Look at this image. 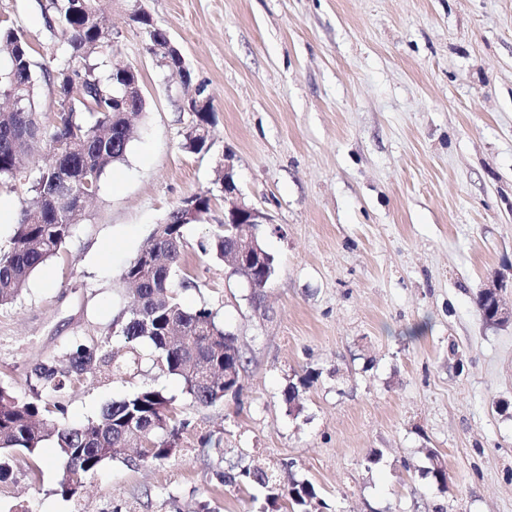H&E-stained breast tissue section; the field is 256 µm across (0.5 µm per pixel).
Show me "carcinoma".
Listing matches in <instances>:
<instances>
[{"label":"carcinoma","mask_w":512,"mask_h":512,"mask_svg":"<svg viewBox=\"0 0 512 512\" xmlns=\"http://www.w3.org/2000/svg\"><path fill=\"white\" fill-rule=\"evenodd\" d=\"M84 0L85 8L74 14L62 9L67 0H45L41 5L46 24H54L57 33L70 49L67 63L55 70L70 72L86 90V106L62 119V123L43 127L34 103V83L15 90L16 57L10 47L23 48L31 55L32 48L20 27L0 20V45L8 49L9 68L0 71V94L15 90L22 96L20 112H0V180L15 179V170L22 157L39 148L48 147L51 159L40 170L32 187L33 197L15 224L12 246L0 250V306L13 303L30 276L51 258L57 256L71 236L76 215L58 212L52 198V187L61 179H79L87 173H103L125 158L131 141L134 122L143 117L146 105L133 112L112 111V94L134 77L132 67L115 69L105 77L97 72L91 59L114 52V38L100 37L94 15L101 2ZM139 25L148 50L164 32L143 22ZM184 225L174 223V213L156 225L150 244L142 252L152 255L147 260L137 256L124 270L123 280L131 285L134 309L119 325L118 333L128 344L127 355L116 359L101 345H79L66 354V362L57 365L39 364L30 375L34 381L32 394L19 398L0 387V478L9 470L8 453L21 450L30 454L49 439L55 441L62 471L69 480H60L57 492L72 497L84 487L86 480L106 461L121 459L127 448L141 447V438L150 441L149 461L163 462L180 447V437L188 422L178 418L172 399L146 387L114 400L101 413L79 425L55 422V415L64 413L50 395L80 380L99 366L114 374H133L138 369L136 345L144 340L159 351V359L167 372L177 377L183 391L202 405L212 404L231 393L233 385H224V358L243 366L242 354L235 348V337L225 333L211 309L203 306L185 308L179 289L193 281L182 272V254L186 246ZM237 224H215L209 237L198 247L218 260L229 258L236 244ZM214 371V379L202 384L198 375L204 369ZM294 463H285L277 470L252 461L231 465V472H217V479L237 491L257 490L264 501L283 512H309L311 503L319 499L314 485L297 480L291 470Z\"/></svg>","instance_id":"cac0c4a2"}]
</instances>
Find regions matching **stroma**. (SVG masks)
Listing matches in <instances>:
<instances>
[{
    "instance_id": "obj_1",
    "label": "stroma",
    "mask_w": 512,
    "mask_h": 512,
    "mask_svg": "<svg viewBox=\"0 0 512 512\" xmlns=\"http://www.w3.org/2000/svg\"><path fill=\"white\" fill-rule=\"evenodd\" d=\"M40 4L0 0V19L33 47L48 127L56 98L42 74L65 51ZM139 8L211 99L209 151L180 147L189 85L149 53ZM106 19L146 114L65 247L0 307V386L24 398L36 364L74 343L121 347L125 267L172 209L207 191L210 212L184 228L194 285L180 299L235 336L242 389L200 405L140 342L135 374L66 387L61 421L151 387L189 423L180 450L105 462L71 498L56 492L53 441L14 452L0 512H260L215 476L241 452L294 462L326 512H512V324H484L474 303L512 267V0H112ZM228 160L270 217L261 237L276 274L262 313L197 248L224 220L216 178ZM308 371L292 410L285 393ZM431 449L446 489L426 473Z\"/></svg>"
}]
</instances>
